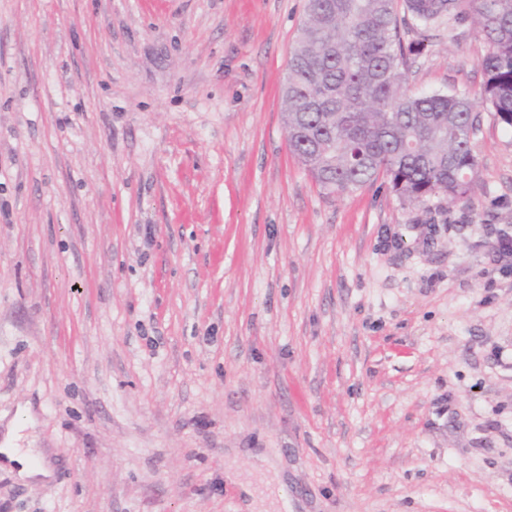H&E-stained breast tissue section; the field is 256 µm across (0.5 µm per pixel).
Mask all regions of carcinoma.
Wrapping results in <instances>:
<instances>
[{"label": "carcinoma", "mask_w": 512, "mask_h": 512, "mask_svg": "<svg viewBox=\"0 0 512 512\" xmlns=\"http://www.w3.org/2000/svg\"><path fill=\"white\" fill-rule=\"evenodd\" d=\"M472 22L484 43L480 90L416 92L409 73L431 45L405 39ZM483 107L512 127V0H306L282 87L288 148L320 191L382 178L405 202L468 198Z\"/></svg>", "instance_id": "1"}]
</instances>
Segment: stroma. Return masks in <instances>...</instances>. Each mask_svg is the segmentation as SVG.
I'll list each match as a JSON object with an SVG mask.
<instances>
[{
  "label": "stroma",
  "mask_w": 512,
  "mask_h": 512,
  "mask_svg": "<svg viewBox=\"0 0 512 512\" xmlns=\"http://www.w3.org/2000/svg\"><path fill=\"white\" fill-rule=\"evenodd\" d=\"M305 0H0V512H512V128L471 198L320 192ZM433 41L416 91L483 82ZM17 435L11 433L6 439V444L0 448L2 459L5 463L13 464L18 476L23 480H47L52 476L48 463L45 462L41 452L33 448H19L14 442Z\"/></svg>",
  "instance_id": "35a3bbf8"
}]
</instances>
